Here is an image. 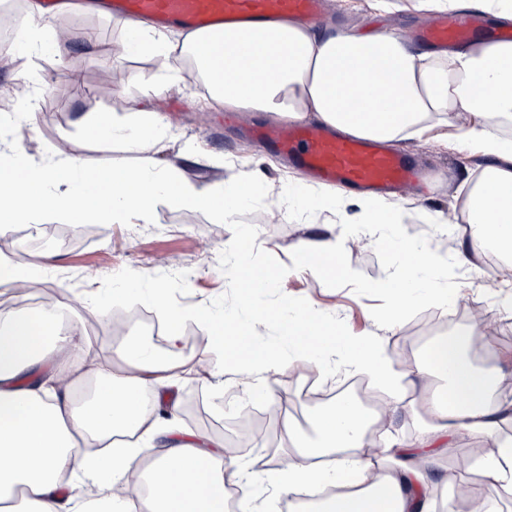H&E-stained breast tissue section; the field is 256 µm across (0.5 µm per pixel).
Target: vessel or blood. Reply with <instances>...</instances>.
Segmentation results:
<instances>
[{
	"mask_svg": "<svg viewBox=\"0 0 512 512\" xmlns=\"http://www.w3.org/2000/svg\"><path fill=\"white\" fill-rule=\"evenodd\" d=\"M110 13L125 22L150 16L164 25L208 33L228 22H260L280 16H315L319 0H107ZM472 17L438 19L425 41L463 40L479 34ZM260 141L292 157L326 186L388 190L414 181L417 170L404 154L389 153L354 138H339L320 127L270 125Z\"/></svg>",
	"mask_w": 512,
	"mask_h": 512,
	"instance_id": "obj_1",
	"label": "vessel or blood"
}]
</instances>
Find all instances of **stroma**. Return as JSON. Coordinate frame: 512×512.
Instances as JSON below:
<instances>
[{
    "label": "stroma",
    "mask_w": 512,
    "mask_h": 512,
    "mask_svg": "<svg viewBox=\"0 0 512 512\" xmlns=\"http://www.w3.org/2000/svg\"><path fill=\"white\" fill-rule=\"evenodd\" d=\"M321 16L339 24L371 27L404 36L424 26L423 21L411 13H400L385 21L372 19L364 0H358L355 9L349 12L335 6L333 0H326ZM59 23L75 32L91 30L96 34L94 44L79 39L69 46L66 68H59L50 56L20 62L0 61V89L10 88L30 69L46 74L50 82L31 124L22 131L24 143L65 145L80 153L92 170L135 163V155L120 145L86 137L81 121L123 111L126 99L142 97V79L159 74L160 63L146 56L120 53L116 41L122 37L125 24L111 16L70 12L61 15ZM200 96L197 90L164 91L157 102L161 111L175 121L179 133L200 140L214 156L228 162L224 168L202 170L187 160L183 166L188 174L226 180L234 173L232 160L244 157L254 148L244 136V127L253 121H263L264 116L257 113L249 119L240 112L231 119L221 109L202 112L197 105ZM404 151L421 165L425 180L422 184L402 188L401 197L416 199L421 205L443 211L454 227L445 244L455 248L465 234L463 203L457 189L465 178L479 173L483 159L446 152L426 142L405 145ZM254 225L265 228L263 238L267 245L257 259L271 270L290 263L293 247L299 239L327 231L326 224L319 220L300 224L284 215L277 222H270L267 208L262 204L246 209L234 224L218 222L205 208L184 209L162 204L152 224L86 223L76 230L68 224H40L36 227V236L26 243L13 234L0 237V250L13 252L24 245L31 251H49L55 255L61 279L32 283L26 300L30 306L62 297L74 300L89 287H111L115 272L144 269L154 276L171 279L177 273H188L190 286L185 288L175 283L173 289L183 305L194 306L229 295L230 290L224 285V241L238 234L241 227ZM389 257L386 246L371 243L359 249L348 247L341 259L344 264L356 267L366 280L374 281L385 276ZM475 263L485 269L486 275L476 280L470 272H463L462 279L469 287L464 296L456 300L454 318L441 320L439 310L434 308L415 312L389 337L396 351L411 359L422 357L433 337L485 317L501 321L502 335L479 349L478 357L486 360L497 350H512V312L492 306V295L502 286L497 269L488 265L483 255L477 257ZM282 288L295 299L309 295L320 304L340 306L346 325L354 334L373 328L370 314L380 304L373 292L350 290L335 281L317 280L307 274L288 279ZM75 317L83 322L94 345L104 352L111 351L114 337L127 335L131 328L144 323L155 326L156 336L164 334L157 326L159 318L154 311L120 301L113 304L106 317L92 315L81 307L76 308ZM308 378V373L293 372L274 379L273 386L281 403L266 407L261 426L248 439L240 438L235 420L218 413L215 397L195 380L185 382L180 390L182 420L187 427L223 436L226 453L249 457L256 464L267 462L279 450L281 413L291 414L299 445L310 446L316 441L315 418L323 404L305 393ZM484 452L482 443L464 440L444 453L435 469L436 479L448 482L441 498L443 512H450L452 507L455 488L449 480L461 461Z\"/></svg>",
    "instance_id": "35a3bbf8"
}]
</instances>
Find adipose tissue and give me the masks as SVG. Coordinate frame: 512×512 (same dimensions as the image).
Listing matches in <instances>:
<instances>
[{"label": "adipose tissue", "instance_id": "ef3b65f1", "mask_svg": "<svg viewBox=\"0 0 512 512\" xmlns=\"http://www.w3.org/2000/svg\"><path fill=\"white\" fill-rule=\"evenodd\" d=\"M503 28L512 26V0H370L373 16L411 12L430 19L461 5ZM66 33L27 0L21 34L11 55L64 58ZM120 52L160 62L170 90L187 80L202 84V111L262 112L291 122L315 121L341 135L384 146L435 139L450 150L484 159L463 182L469 243L446 250L409 233L416 220L445 230L441 211L374 194L332 189L294 177H266L265 157L241 164L228 183L186 175L180 160L216 166L199 143L179 140L173 121L138 99L123 114L90 120L87 134L112 140L138 157L136 165L96 172L66 146L32 148L20 139L44 83L24 79L10 92L12 109L0 114V236L14 224L63 221L148 224L158 204L212 208L234 223L244 208L265 202L271 214L300 223L332 216L336 224L317 238L300 239L292 264L268 273L254 261L259 236L232 237L224 247V279L232 304L187 307L153 274H115L112 287L80 299L105 314L112 303L150 308L164 322L162 346L130 336L112 354L100 352L72 305L47 301L24 307L33 279L55 277L54 254L22 260L0 254V286L20 306L0 311V512H270L285 494L294 512H435L441 484L429 469L463 438L488 452L479 478L459 471L463 492L454 512H493L486 493H512V351L492 363L470 356L478 327L434 337L427 361L402 363L384 335L415 311L447 309L463 283L448 274L467 269L479 249L505 254L500 267L512 278V41L480 39L464 48H415L405 37L331 21L283 19L200 34L143 20L126 28ZM180 142L178 161L163 160ZM391 244L387 276L377 285L385 303L372 331L350 335L340 312L265 298L303 273L327 274L347 242ZM194 321L207 345L187 358L181 327ZM282 328L265 339L268 323ZM317 370L321 379L368 374L383 385L386 409L367 414L337 396L317 420L314 448L296 447L291 417H281L279 458L263 470L224 454V438L185 427L179 390L188 379L235 401L263 394L275 404L273 380L284 372ZM403 409L415 431L376 447L370 426H385L387 412Z\"/></svg>", "mask_w": 512, "mask_h": 512}]
</instances>
